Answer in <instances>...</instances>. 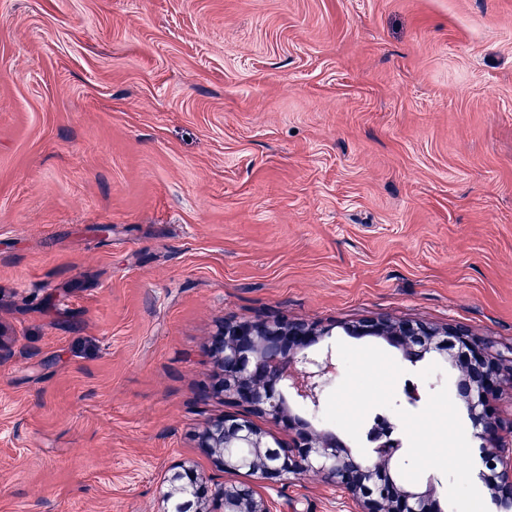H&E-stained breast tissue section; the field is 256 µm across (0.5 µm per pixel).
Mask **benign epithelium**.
<instances>
[{"label":"benign epithelium","instance_id":"7a95c632","mask_svg":"<svg viewBox=\"0 0 512 512\" xmlns=\"http://www.w3.org/2000/svg\"><path fill=\"white\" fill-rule=\"evenodd\" d=\"M351 336H380L415 364L448 345L468 359L456 381L457 404L466 410L479 446L481 479L498 512H512V423L504 426L492 412L503 384L512 385V357L493 358L486 342L466 331L438 328L418 321L368 319L345 326ZM331 328L284 319L226 321L218 330L212 352L221 376L206 395L229 406H242L296 435L283 444L253 421L227 412L209 419L197 435V447L221 472L244 474L241 482L203 481L193 466L176 465L162 495L163 512L194 500V512H277L269 489L303 475L322 483L357 506L355 512H444L435 487L420 491L398 482L391 469L401 447L393 437L396 425L370 432L374 456L353 452L334 433L316 431L294 416L286 390L307 410H322L326 388L336 372L332 351L311 347Z\"/></svg>","mask_w":512,"mask_h":512}]
</instances>
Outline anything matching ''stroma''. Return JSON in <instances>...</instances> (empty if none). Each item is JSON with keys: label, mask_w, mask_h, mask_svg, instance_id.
<instances>
[{"label": "stroma", "mask_w": 512, "mask_h": 512, "mask_svg": "<svg viewBox=\"0 0 512 512\" xmlns=\"http://www.w3.org/2000/svg\"><path fill=\"white\" fill-rule=\"evenodd\" d=\"M278 317L512 352V0H0V512H162L218 324Z\"/></svg>", "instance_id": "obj_1"}]
</instances>
